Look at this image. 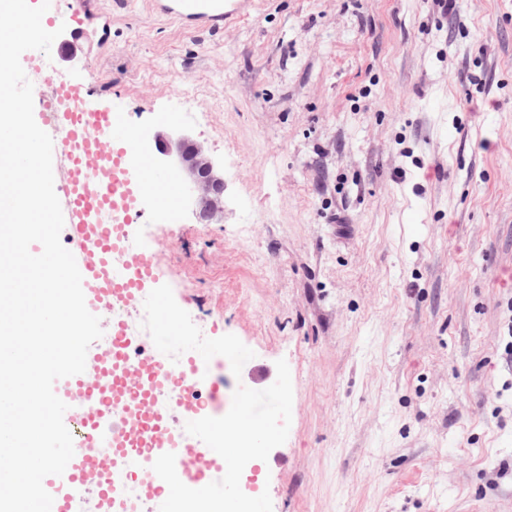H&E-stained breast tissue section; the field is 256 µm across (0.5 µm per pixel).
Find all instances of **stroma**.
<instances>
[{
    "label": "stroma",
    "mask_w": 512,
    "mask_h": 512,
    "mask_svg": "<svg viewBox=\"0 0 512 512\" xmlns=\"http://www.w3.org/2000/svg\"><path fill=\"white\" fill-rule=\"evenodd\" d=\"M250 0L187 33L88 0L24 71L162 120L224 218H162L181 355L223 353L229 445L264 512H512V0ZM250 386L242 399L239 389Z\"/></svg>",
    "instance_id": "stroma-1"
}]
</instances>
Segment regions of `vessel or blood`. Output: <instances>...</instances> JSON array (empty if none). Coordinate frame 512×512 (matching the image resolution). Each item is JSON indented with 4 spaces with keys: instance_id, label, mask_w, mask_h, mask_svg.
I'll return each instance as SVG.
<instances>
[{
    "instance_id": "1",
    "label": "vessel or blood",
    "mask_w": 512,
    "mask_h": 512,
    "mask_svg": "<svg viewBox=\"0 0 512 512\" xmlns=\"http://www.w3.org/2000/svg\"><path fill=\"white\" fill-rule=\"evenodd\" d=\"M152 11L178 23L183 31L220 29L238 13L241 0H148ZM87 91L81 85L47 81L34 89L37 125L53 140L54 154L66 155L71 166L64 195V214L71 237L91 251L81 264L82 288L88 310L103 313V299H133L147 293L159 316L156 334L167 340L175 334L182 314L168 302L155 284L159 262L152 249L128 252V227L104 219L105 206L132 211L139 194L164 192L169 207L178 206L182 190L170 175L154 172L140 182L129 178L140 169L142 158L124 109L116 105L106 111L86 106ZM111 350L87 363L83 373L57 380L55 394L67 404L64 423L74 441V455L64 473L50 475L43 486L53 498L51 512H69L76 486L94 482L105 470L100 456L84 442L85 434L107 439L113 461L137 455L150 463L148 495L177 498L187 492L199 495L209 490L213 470H232L233 459L225 437L213 438L210 447H189L181 429L170 426L160 398L176 404L185 425H194L201 415L216 416L215 407L202 402L198 386L209 378L212 357L195 354L185 363L167 364L146 354H135L124 326H110ZM93 403V413H78L75 405ZM125 407L122 431L110 429V405Z\"/></svg>"
}]
</instances>
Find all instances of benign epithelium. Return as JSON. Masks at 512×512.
Returning <instances> with one entry per match:
<instances>
[{
  "instance_id": "obj_1",
  "label": "benign epithelium",
  "mask_w": 512,
  "mask_h": 512,
  "mask_svg": "<svg viewBox=\"0 0 512 512\" xmlns=\"http://www.w3.org/2000/svg\"><path fill=\"white\" fill-rule=\"evenodd\" d=\"M153 144V168L166 171L179 182L187 209L204 223L223 218L224 175L204 144L179 128L155 132Z\"/></svg>"
}]
</instances>
